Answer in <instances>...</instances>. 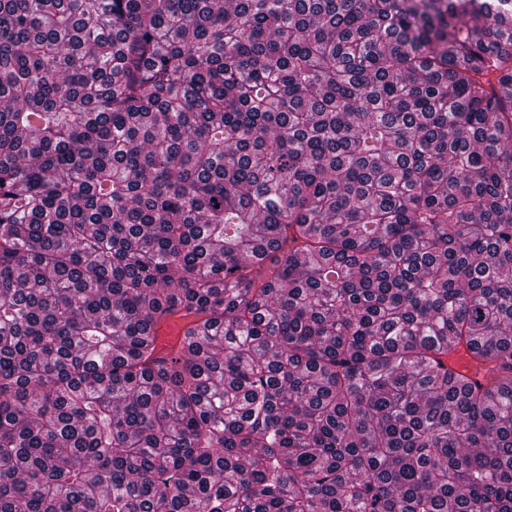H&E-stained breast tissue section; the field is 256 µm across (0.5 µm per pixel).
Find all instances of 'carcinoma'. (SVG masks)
I'll return each instance as SVG.
<instances>
[{
  "label": "carcinoma",
  "instance_id": "1",
  "mask_svg": "<svg viewBox=\"0 0 512 512\" xmlns=\"http://www.w3.org/2000/svg\"><path fill=\"white\" fill-rule=\"evenodd\" d=\"M0 512H512V0H0ZM186 324L187 319L178 316L158 322L152 332L157 352L162 355L177 352L184 336Z\"/></svg>",
  "mask_w": 512,
  "mask_h": 512
}]
</instances>
